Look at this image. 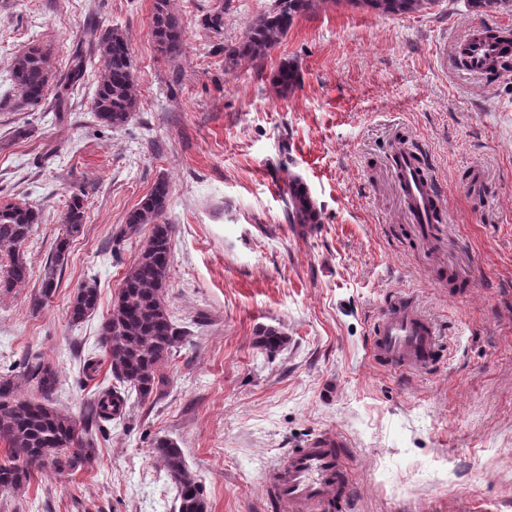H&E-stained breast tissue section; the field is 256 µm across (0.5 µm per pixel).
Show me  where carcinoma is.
Returning <instances> with one entry per match:
<instances>
[{"mask_svg": "<svg viewBox=\"0 0 512 512\" xmlns=\"http://www.w3.org/2000/svg\"><path fill=\"white\" fill-rule=\"evenodd\" d=\"M371 11L403 15L419 11L435 0H351ZM316 0H275L274 8L257 17L244 39L232 48L227 58L257 60L287 35L295 18L313 11ZM152 35L159 50L174 56L180 50L184 30L169 0H154ZM90 38L98 51L101 75L93 101L95 116L107 127L126 124L137 103L130 49L118 27L96 28ZM10 80L20 100L38 104L50 88V71L45 49L33 45L15 57ZM298 66L281 63L274 84L287 93L298 87ZM170 188L159 180L139 206L126 217V230L136 233L144 226L150 234L136 262L125 273L112 311L101 324L105 346L116 384L100 392L94 401L95 418L109 422L125 414L128 399L135 395L144 401L160 393L168 378L163 366L189 342V334L171 318L164 293L171 268L172 226L159 222L168 208ZM290 224H317L320 214L304 184L295 179L288 187L285 209ZM40 213L21 204L0 205V249L8 252L9 267L0 276V293H8L24 284L29 270L23 245ZM84 194L70 197L64 217L65 235L58 238L55 253L41 281V298L51 297L58 287L57 273L64 264L70 239L83 232ZM98 309L96 285L84 283L74 295L69 318L78 324ZM285 338L274 328L260 332L259 346L269 353L279 351ZM23 384L0 378V443L9 453L0 464V490L15 492L27 485L33 474L51 466L63 473L91 462L94 442L86 430L78 429L71 416L52 406L60 389L57 367L43 355L26 356ZM28 396L20 397L19 388ZM153 453L163 462L167 475L177 489L178 512H206L200 485L185 464L180 449L167 439L154 443Z\"/></svg>", "mask_w": 512, "mask_h": 512, "instance_id": "cac0c4a2", "label": "carcinoma"}]
</instances>
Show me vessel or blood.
<instances>
[{
	"mask_svg": "<svg viewBox=\"0 0 512 512\" xmlns=\"http://www.w3.org/2000/svg\"><path fill=\"white\" fill-rule=\"evenodd\" d=\"M455 52L465 59L469 72L481 74L489 59L511 56L512 43L477 26L456 43ZM398 175L415 212L427 219L438 204L428 178L407 163L401 164ZM368 350L371 359L388 371H428L443 355L441 330L412 294L396 291L374 320ZM343 445L342 439L328 432L313 437L307 447L289 449L277 464L265 469L266 491L284 504L286 512H328L344 504L350 481L341 454Z\"/></svg>",
	"mask_w": 512,
	"mask_h": 512,
	"instance_id": "b4317fda",
	"label": "vessel or blood"
}]
</instances>
